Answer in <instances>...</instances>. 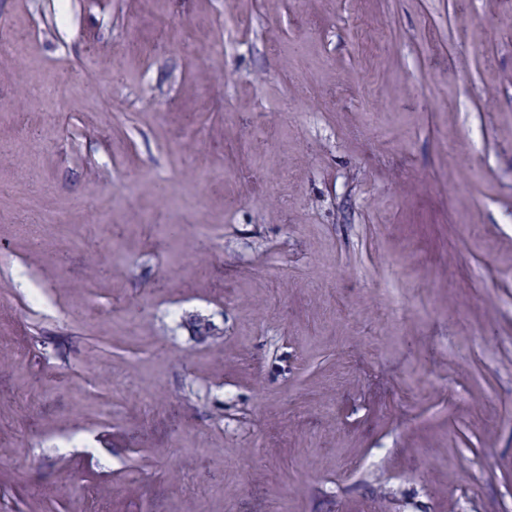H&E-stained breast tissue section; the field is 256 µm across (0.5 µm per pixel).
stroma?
<instances>
[{
    "instance_id": "obj_1",
    "label": "stroma",
    "mask_w": 512,
    "mask_h": 512,
    "mask_svg": "<svg viewBox=\"0 0 512 512\" xmlns=\"http://www.w3.org/2000/svg\"><path fill=\"white\" fill-rule=\"evenodd\" d=\"M156 7L0 0V512H512V0Z\"/></svg>"
}]
</instances>
